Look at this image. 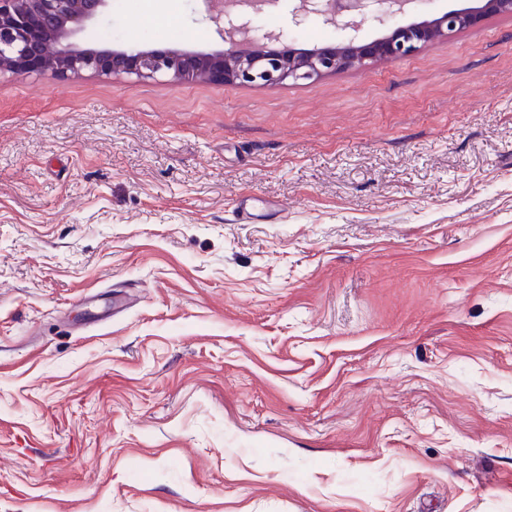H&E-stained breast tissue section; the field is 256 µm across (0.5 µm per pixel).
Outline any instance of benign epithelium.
<instances>
[{
  "label": "benign epithelium",
  "instance_id": "benign-epithelium-1",
  "mask_svg": "<svg viewBox=\"0 0 512 512\" xmlns=\"http://www.w3.org/2000/svg\"><path fill=\"white\" fill-rule=\"evenodd\" d=\"M112 0H0V75L169 78L173 84L199 80L226 86H273L287 79L311 80L367 61H398L422 46L479 25L487 17L512 14V0H484L478 7L450 10L431 20L398 25L399 0H303L293 16L301 25L317 15L345 14L343 27L357 30L367 18L390 32L370 42L352 37L299 51L281 34L253 35L249 13L278 0H224V46L211 51L172 47L100 48L84 42Z\"/></svg>",
  "mask_w": 512,
  "mask_h": 512
}]
</instances>
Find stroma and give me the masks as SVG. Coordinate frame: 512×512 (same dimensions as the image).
Masks as SVG:
<instances>
[{
    "mask_svg": "<svg viewBox=\"0 0 512 512\" xmlns=\"http://www.w3.org/2000/svg\"><path fill=\"white\" fill-rule=\"evenodd\" d=\"M298 6L252 25L347 38ZM86 40L223 44L203 0ZM0 512H512V16L274 87L0 76Z\"/></svg>",
    "mask_w": 512,
    "mask_h": 512,
    "instance_id": "1",
    "label": "stroma"
}]
</instances>
